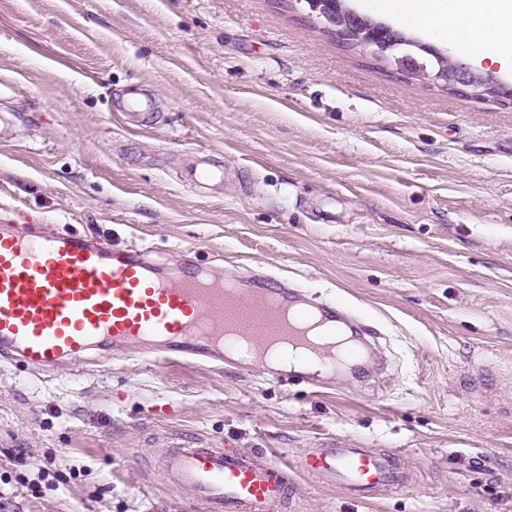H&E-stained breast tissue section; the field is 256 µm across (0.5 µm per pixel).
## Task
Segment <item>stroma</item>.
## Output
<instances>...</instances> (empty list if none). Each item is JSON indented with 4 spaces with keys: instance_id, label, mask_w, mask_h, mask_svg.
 <instances>
[{
    "instance_id": "1",
    "label": "stroma",
    "mask_w": 512,
    "mask_h": 512,
    "mask_svg": "<svg viewBox=\"0 0 512 512\" xmlns=\"http://www.w3.org/2000/svg\"><path fill=\"white\" fill-rule=\"evenodd\" d=\"M0 206L262 272L380 330L368 375L0 364V512H192L161 448L291 468L289 512H512V102L397 72L303 0H0ZM224 169L197 187L198 157ZM393 455L374 500L295 469Z\"/></svg>"
}]
</instances>
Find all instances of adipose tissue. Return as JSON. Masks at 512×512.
<instances>
[{
  "instance_id": "obj_1",
  "label": "adipose tissue",
  "mask_w": 512,
  "mask_h": 512,
  "mask_svg": "<svg viewBox=\"0 0 512 512\" xmlns=\"http://www.w3.org/2000/svg\"><path fill=\"white\" fill-rule=\"evenodd\" d=\"M383 7L413 26L447 29L464 39L475 63L512 68V0H382Z\"/></svg>"
}]
</instances>
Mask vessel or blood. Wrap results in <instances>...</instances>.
<instances>
[{"label": "vessel or blood", "instance_id": "vessel-or-blood-1", "mask_svg": "<svg viewBox=\"0 0 512 512\" xmlns=\"http://www.w3.org/2000/svg\"><path fill=\"white\" fill-rule=\"evenodd\" d=\"M336 318L335 305L303 301L296 290L254 288L198 263L169 267L147 249L115 248L19 211L0 224V362L48 378L95 350L128 360L133 346L155 365L249 366L256 355L239 349L235 334L288 346L302 378L314 362L334 371L361 357L358 342L337 340ZM299 467L360 498L406 481L390 456L370 448H314ZM157 470L199 512H274L287 501L288 469L273 459L167 448Z\"/></svg>", "mask_w": 512, "mask_h": 512}]
</instances>
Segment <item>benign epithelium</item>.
Returning a JSON list of instances; mask_svg holds the SVG:
<instances>
[{
	"instance_id": "7a95c632",
	"label": "benign epithelium",
	"mask_w": 512,
	"mask_h": 512,
	"mask_svg": "<svg viewBox=\"0 0 512 512\" xmlns=\"http://www.w3.org/2000/svg\"><path fill=\"white\" fill-rule=\"evenodd\" d=\"M309 15L343 43L388 62L400 72L417 75L452 91L478 98L512 101V84L479 74L462 60L407 36L383 22L358 13L346 0H303Z\"/></svg>"
}]
</instances>
